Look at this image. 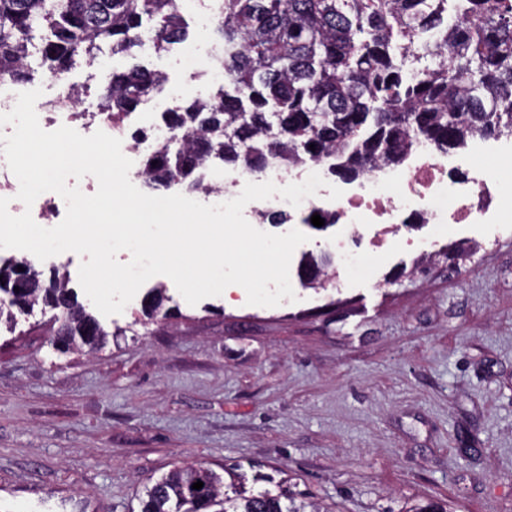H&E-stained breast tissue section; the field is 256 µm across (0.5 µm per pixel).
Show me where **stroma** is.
Returning a JSON list of instances; mask_svg holds the SVG:
<instances>
[{
  "instance_id": "1",
  "label": "stroma",
  "mask_w": 512,
  "mask_h": 512,
  "mask_svg": "<svg viewBox=\"0 0 512 512\" xmlns=\"http://www.w3.org/2000/svg\"><path fill=\"white\" fill-rule=\"evenodd\" d=\"M308 235L274 307L192 306L158 275L99 316L93 354L56 347L41 304L1 325L0 512H140L188 465L272 476L328 512H512V223L424 252L400 228L340 289L307 275L335 227Z\"/></svg>"
}]
</instances>
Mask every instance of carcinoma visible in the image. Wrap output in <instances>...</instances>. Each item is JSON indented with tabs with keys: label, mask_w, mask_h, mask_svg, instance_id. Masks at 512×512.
<instances>
[{
	"label": "carcinoma",
	"mask_w": 512,
	"mask_h": 512,
	"mask_svg": "<svg viewBox=\"0 0 512 512\" xmlns=\"http://www.w3.org/2000/svg\"><path fill=\"white\" fill-rule=\"evenodd\" d=\"M146 22L157 53L189 35L178 0H0V76L34 79L37 37L40 67L60 77L94 65L104 45L136 59ZM214 38L224 86L164 114L175 135L143 162L151 189L194 190L208 164L255 173L273 159L323 161L354 180L374 163L402 164L419 141L446 153L512 135V0H224ZM162 85L140 63L114 72L98 112L123 127ZM0 293V320L39 301L78 305L65 282L43 286L25 260L0 267ZM61 327L67 349L105 342L86 312ZM230 487L202 467L176 470L146 490L140 512H320L298 493L246 488L243 473Z\"/></svg>",
	"instance_id": "cac0c4a2"
}]
</instances>
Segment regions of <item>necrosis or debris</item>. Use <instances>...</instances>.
I'll return each instance as SVG.
<instances>
[{"instance_id":"1","label":"necrosis or debris","mask_w":512,"mask_h":512,"mask_svg":"<svg viewBox=\"0 0 512 512\" xmlns=\"http://www.w3.org/2000/svg\"><path fill=\"white\" fill-rule=\"evenodd\" d=\"M221 4L222 0H205L197 24L198 51L191 60L192 67L219 72L224 69V53L209 39ZM64 87V93L51 103H36L41 127L53 131L65 125L84 135L101 130L121 139L123 154L133 162L131 181L142 180L138 160L145 143L135 142L126 131L113 128L103 114L86 111L82 87ZM462 165L468 168L463 179L457 176ZM324 171L320 162L298 167L274 163L255 174L228 171L223 179L204 180L198 194L206 204L215 205L238 196L248 182L270 181L282 187ZM342 191V196L333 200L329 189L321 187L300 205L301 212L323 216L326 223L337 227L330 250L338 272L336 283L340 286L348 282L347 270L381 251L389 234L399 225L418 224L442 235L452 224L503 223L504 210H512V181H505L485 167L481 152L459 159L423 143L413 149L403 165L374 168L358 182H344Z\"/></svg>"}]
</instances>
